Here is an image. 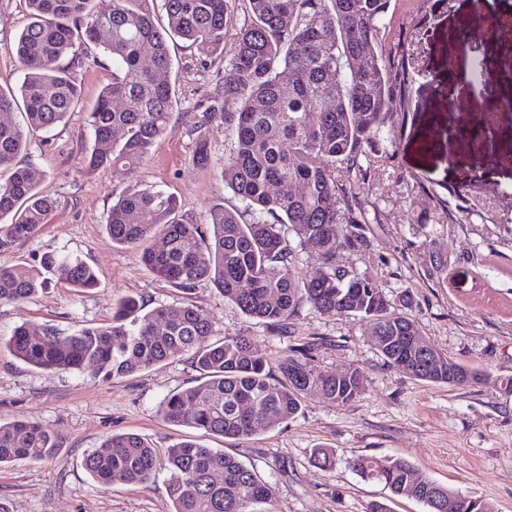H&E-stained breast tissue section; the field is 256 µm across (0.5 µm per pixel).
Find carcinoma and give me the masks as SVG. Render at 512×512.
Returning <instances> with one entry per match:
<instances>
[{
    "label": "carcinoma",
    "instance_id": "obj_1",
    "mask_svg": "<svg viewBox=\"0 0 512 512\" xmlns=\"http://www.w3.org/2000/svg\"><path fill=\"white\" fill-rule=\"evenodd\" d=\"M236 0H163L168 27L155 25L151 0H112L97 13L91 0H27L29 22L10 47L24 71L20 95L0 89V252L48 223L55 200L39 191L38 175L18 164L31 134L61 123L80 98L73 70L93 44L112 57V83L88 115L94 135L86 170L109 167L126 177L170 132L172 88L159 76L169 66L168 39L177 36L199 58L218 54L232 23ZM249 22L240 29L230 61L232 76L221 93L232 147L224 157V187L247 203L253 220L216 207L208 223L179 215L171 194L128 184L109 211L112 243L143 248L160 279L188 294L211 282L242 313L285 331L306 303L327 316L352 315L377 338L384 362L428 383H448V355L418 325L392 306L380 286L340 264V253L362 245L350 226L363 221L355 206L360 185L353 174L384 171L394 155L377 140L388 125H401L409 100L407 52L393 64L376 50L391 0H246ZM151 47L155 69L141 65ZM119 99L123 108L112 102ZM23 104V121L13 109ZM120 137H115L116 132ZM435 221L448 219V186L430 187ZM161 250L147 246L156 234ZM320 265L305 279L294 267L292 242ZM87 291L95 270L77 256L47 255L30 268L0 265V302L26 303L52 280ZM212 324L189 301L150 310L129 296L113 309L112 322L61 336L30 322L0 336L18 361L41 370L93 369L125 377L189 353L199 377L169 394L161 407L170 424L226 439H244L293 418L315 391L346 406L365 391L359 369L335 373L312 364L311 347L269 359L250 336L213 340ZM59 436L37 423L0 420V465L24 458L51 459ZM100 483L148 486L165 470L171 512H262L265 486L237 459L193 442L160 458L135 433L109 436L83 459ZM361 477L408 494L429 512H445L450 489L402 459L359 457Z\"/></svg>",
    "mask_w": 512,
    "mask_h": 512
}]
</instances>
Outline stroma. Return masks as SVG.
Instances as JSON below:
<instances>
[{"mask_svg": "<svg viewBox=\"0 0 512 512\" xmlns=\"http://www.w3.org/2000/svg\"><path fill=\"white\" fill-rule=\"evenodd\" d=\"M245 0H236L234 19L220 54L199 60L180 39L169 43L175 104L171 130L153 146L130 180L109 168L84 171L93 143L87 116L100 90L112 80V60L86 46L99 63L76 72L78 105L66 120L30 137L23 164L40 176V188L57 208L30 238L0 252V264L29 267L49 254H70L92 266L96 288L82 292L51 283L34 300L0 303V334L17 323L51 327L63 335L112 320L123 298L147 307L191 299L211 322L215 338L251 336L269 357L293 347L314 348L313 363L330 372L359 368L366 390L343 407L307 396L287 422L246 440L224 439L167 423L160 407L173 391L194 385L198 373L189 356L133 375L105 380L91 372L42 371L0 352V418H22L57 432L61 446L52 460H15L0 465V502L10 512H170L167 472L147 487L105 485L82 466L85 454L107 436L133 432L159 452L193 440L232 455L262 479L267 512H367L389 501L392 512H427L424 503L391 496L383 484L360 477L350 466L362 456L400 458L439 484L483 499L494 512H512V393L500 380L512 377V112L500 111L512 97V40L492 29L459 33L490 10L512 14V0H450L436 4L412 69L411 93L402 131L383 130L378 146L393 153L394 166L369 178L358 198L365 218L357 233L363 246L345 250L343 265L373 277L402 306L421 332L459 363L485 373L477 384H431L387 366L365 325L352 316H326L302 305L286 332L244 315L210 282L184 294L156 277L135 248L113 245L105 224L127 182L162 189L178 199L181 213L207 223L221 206L250 220L247 205L221 179L231 138L222 113L207 114L231 69L240 29L248 20ZM29 21L26 0H0V89L18 91L24 73L10 47ZM415 15L407 0H392L383 20L380 49L398 56ZM469 81L470 96L483 111L454 112L448 88ZM495 125L496 136L474 141L466 151L449 141V130ZM206 162H198V142ZM445 184L460 190L448 200V220L435 223L427 188ZM475 210L464 213L463 208ZM336 452L331 468L315 463L314 448Z\"/></svg>", "mask_w": 512, "mask_h": 512, "instance_id": "obj_1", "label": "stroma"}]
</instances>
